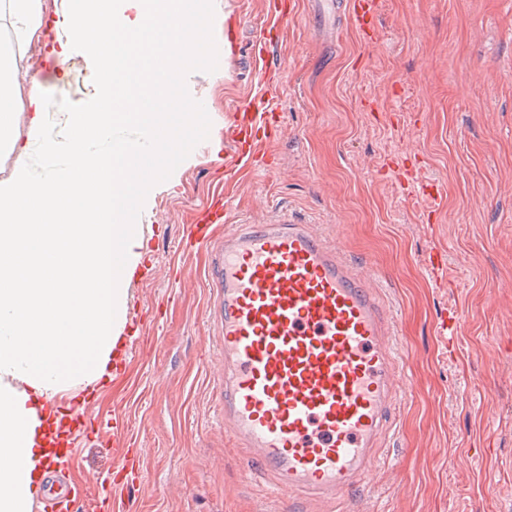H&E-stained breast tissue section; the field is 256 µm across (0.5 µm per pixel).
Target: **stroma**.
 Listing matches in <instances>:
<instances>
[{"instance_id":"obj_1","label":"stroma","mask_w":512,"mask_h":512,"mask_svg":"<svg viewBox=\"0 0 512 512\" xmlns=\"http://www.w3.org/2000/svg\"><path fill=\"white\" fill-rule=\"evenodd\" d=\"M194 6L217 47L178 76L179 97L201 108L195 134L175 166L147 173L133 217L150 270L130 285L136 348L85 392L88 416L125 419L140 450L127 512L284 507L217 423L211 253L180 242L218 190L233 219L260 223L283 209L370 264L412 383L344 506L296 496L294 512H512V0H379L369 43L349 24L320 21L313 0H295L270 55L285 127L268 146L269 171L224 163L226 129L260 88L248 57L265 0ZM229 22L236 55L221 45ZM16 63L41 85L50 139L63 136L58 112L94 108L108 92L79 53L61 75L41 57ZM423 182L439 195H424ZM452 311L462 320L453 353L441 328ZM111 446L108 434L82 444L68 478L95 489L113 467Z\"/></svg>"}]
</instances>
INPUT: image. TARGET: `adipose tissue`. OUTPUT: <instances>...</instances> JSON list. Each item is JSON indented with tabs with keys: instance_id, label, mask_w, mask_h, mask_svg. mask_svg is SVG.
Listing matches in <instances>:
<instances>
[{
	"instance_id": "ef3b65f1",
	"label": "adipose tissue",
	"mask_w": 512,
	"mask_h": 512,
	"mask_svg": "<svg viewBox=\"0 0 512 512\" xmlns=\"http://www.w3.org/2000/svg\"><path fill=\"white\" fill-rule=\"evenodd\" d=\"M19 45L51 39L64 64L73 51L95 60L110 89L97 110L65 111L71 138L41 140L65 166L46 178L29 171L28 146L40 138L46 101L38 81L21 86L16 61L0 53V149L14 170L0 182V512H34L49 463V418L63 391L111 379L122 345L129 285L142 263L140 225L130 223L122 190L144 195L145 155L112 126L164 129L190 103L173 92L180 48L212 28L190 0H61L46 27L41 0H0ZM125 109L113 111V99Z\"/></svg>"
}]
</instances>
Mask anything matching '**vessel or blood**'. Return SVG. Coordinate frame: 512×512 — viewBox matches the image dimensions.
<instances>
[{"label":"vessel or blood","mask_w":512,"mask_h":512,"mask_svg":"<svg viewBox=\"0 0 512 512\" xmlns=\"http://www.w3.org/2000/svg\"><path fill=\"white\" fill-rule=\"evenodd\" d=\"M375 8L376 0L319 3L362 33L373 30ZM287 25V14L269 7L254 44L257 74L270 73L268 49ZM280 123L274 97L256 93L230 128L236 163L254 164ZM225 220L223 207L209 209L189 226L190 243L207 245L208 225ZM209 275L221 313L225 430L246 444L255 468L275 476L280 496L300 489L318 500L344 498L369 472L389 407L408 387L371 273L354 269L311 225L276 215L225 236ZM72 412L77 427L52 440L68 456L86 440L85 411L76 404ZM111 432L115 464L99 479L101 494L90 499L84 488L52 485L45 502L53 512L82 502L90 512H114L135 455L124 420Z\"/></svg>","instance_id":"1"}]
</instances>
